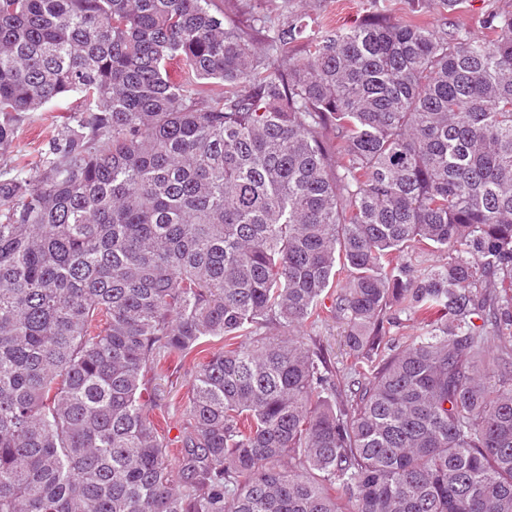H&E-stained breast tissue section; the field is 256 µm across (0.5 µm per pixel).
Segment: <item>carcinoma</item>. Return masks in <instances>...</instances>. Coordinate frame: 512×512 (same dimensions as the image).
<instances>
[{"label": "carcinoma", "mask_w": 512, "mask_h": 512, "mask_svg": "<svg viewBox=\"0 0 512 512\" xmlns=\"http://www.w3.org/2000/svg\"><path fill=\"white\" fill-rule=\"evenodd\" d=\"M410 2L277 63L211 0H0V155L67 110L0 168V512H512V10ZM216 339L171 439L145 374ZM435 3L432 1L430 8L423 9L424 21L436 26L444 23L445 17L451 18L474 36L484 35L485 30L481 27V23L483 16L489 10L498 6L506 9L512 8V0H467L466 8L462 12L448 16L447 13H441ZM56 105L46 106L42 112L34 114V121L26 126L15 141L12 151L0 156V167H14L26 177L31 172L32 163L47 146L50 138L61 125L64 115ZM298 334L306 342H310V338L319 340L337 373L346 375L353 361V353L346 344V325L343 321L328 319L318 327L304 328Z\"/></svg>", "instance_id": "carcinoma-1"}]
</instances>
